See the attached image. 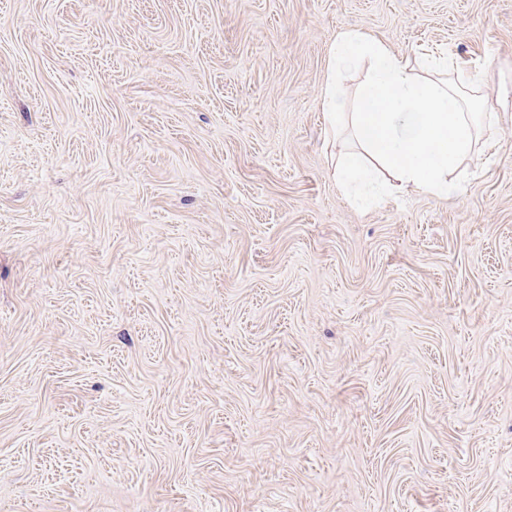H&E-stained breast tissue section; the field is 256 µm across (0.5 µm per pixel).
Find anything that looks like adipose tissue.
Returning <instances> with one entry per match:
<instances>
[{"mask_svg":"<svg viewBox=\"0 0 512 512\" xmlns=\"http://www.w3.org/2000/svg\"><path fill=\"white\" fill-rule=\"evenodd\" d=\"M370 66L355 91L352 112L337 111L340 74L359 57ZM447 59L413 60L386 43L350 29L337 34L329 52L325 91L332 127L350 126L357 144L338 167L345 184L366 178L368 166L386 172V183L373 186L377 199L391 190L440 195L451 172L475 152L478 130L465 109L464 90L480 86L478 75L442 78Z\"/></svg>","mask_w":512,"mask_h":512,"instance_id":"1","label":"adipose tissue"}]
</instances>
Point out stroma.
<instances>
[{"label": "stroma", "instance_id": "stroma-1", "mask_svg": "<svg viewBox=\"0 0 512 512\" xmlns=\"http://www.w3.org/2000/svg\"><path fill=\"white\" fill-rule=\"evenodd\" d=\"M356 29L481 72L360 208ZM0 512H512V0H0Z\"/></svg>", "mask_w": 512, "mask_h": 512}]
</instances>
